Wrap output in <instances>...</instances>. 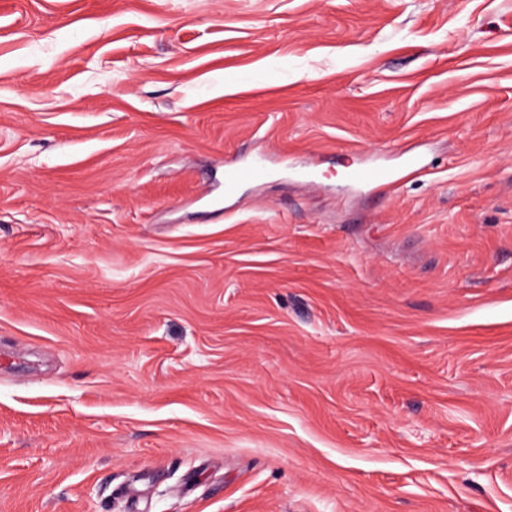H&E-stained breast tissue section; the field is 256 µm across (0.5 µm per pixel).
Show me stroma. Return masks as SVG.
<instances>
[{
    "mask_svg": "<svg viewBox=\"0 0 512 512\" xmlns=\"http://www.w3.org/2000/svg\"><path fill=\"white\" fill-rule=\"evenodd\" d=\"M0 512H512V0H0ZM266 173V167L261 159L255 160L247 165H236L225 171V189L230 191L236 185L258 179ZM348 179L355 185L384 186L393 183L392 174L382 167L357 166L347 173Z\"/></svg>",
    "mask_w": 512,
    "mask_h": 512,
    "instance_id": "35a3bbf8",
    "label": "stroma"
}]
</instances>
